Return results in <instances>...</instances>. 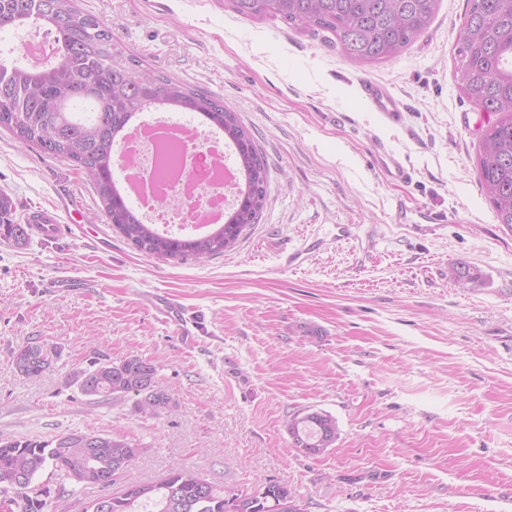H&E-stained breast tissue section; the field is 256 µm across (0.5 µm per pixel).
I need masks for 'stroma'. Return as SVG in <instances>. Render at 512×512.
Returning <instances> with one entry per match:
<instances>
[{
	"mask_svg": "<svg viewBox=\"0 0 512 512\" xmlns=\"http://www.w3.org/2000/svg\"><path fill=\"white\" fill-rule=\"evenodd\" d=\"M144 68L221 97L269 168L263 216L203 262L145 256L112 231L84 171L0 130V192L15 219L69 203L61 238H0V435L122 436L143 453L115 487L188 468L247 494L287 485L308 512H512V228L478 182L496 117L463 98L457 35L468 0H439L398 57L358 63L323 35L244 18L229 0H77ZM382 84L396 120L368 111ZM397 159L407 179L392 178ZM475 283L461 288L454 263ZM76 286L53 288L59 271ZM176 299L181 336L147 298ZM46 339L44 375L10 354ZM151 361L175 401L142 416L131 398L71 381L95 360ZM322 410L334 447L296 448L285 427ZM41 512H92L102 491L41 471ZM361 90L366 108L372 112H383L388 118L397 117L400 112L399 106L385 87L367 80L362 82Z\"/></svg>",
	"mask_w": 512,
	"mask_h": 512,
	"instance_id": "stroma-1",
	"label": "stroma"
}]
</instances>
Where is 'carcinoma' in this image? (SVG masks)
<instances>
[{
    "mask_svg": "<svg viewBox=\"0 0 512 512\" xmlns=\"http://www.w3.org/2000/svg\"><path fill=\"white\" fill-rule=\"evenodd\" d=\"M245 18H279L292 27L334 36L342 54L361 63L389 61L408 49L432 23L438 0H230ZM36 27L54 35L52 61L32 63L15 49L0 50V128L44 155L85 171L103 205L107 223L138 252L177 263L199 261L234 248L259 223L269 170L253 134L211 93L142 67L99 18L78 10L75 0H0V31ZM457 73L463 96L497 120L483 133L477 166L481 187L497 220L512 228V0H471L459 31ZM165 108L193 112L219 130L233 148L242 179L224 223L199 235L159 232L119 190L113 177L117 134L136 113ZM13 201L0 192V238L27 242L26 225L13 221ZM89 396H134L138 411L156 417L172 397L156 366L139 357L113 368L95 361L74 374ZM296 447L319 455L338 437L336 419L323 411L285 423ZM96 466L112 472L142 452L123 437L70 432L49 441L0 437V512H41L43 490L34 481L51 466L70 479L90 449ZM303 501L287 486L270 482L255 494L230 493L201 473L177 469L157 482H132L112 494V512H292Z\"/></svg>",
    "mask_w": 512,
    "mask_h": 512,
    "instance_id": "obj_1",
    "label": "carcinoma"
}]
</instances>
